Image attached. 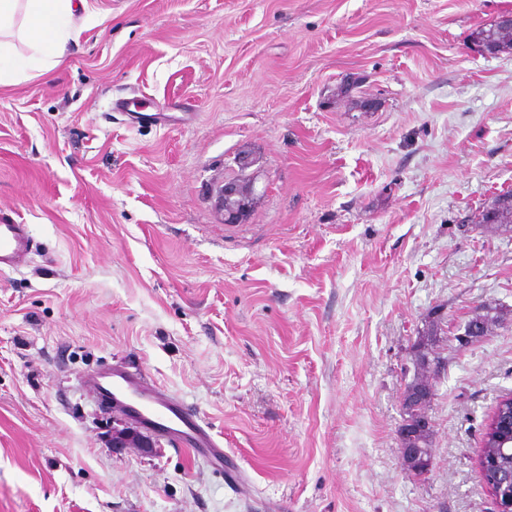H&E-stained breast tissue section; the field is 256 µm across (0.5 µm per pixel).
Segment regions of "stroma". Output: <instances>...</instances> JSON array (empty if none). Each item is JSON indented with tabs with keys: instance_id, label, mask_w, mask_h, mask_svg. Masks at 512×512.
I'll return each instance as SVG.
<instances>
[{
	"instance_id": "1",
	"label": "stroma",
	"mask_w": 512,
	"mask_h": 512,
	"mask_svg": "<svg viewBox=\"0 0 512 512\" xmlns=\"http://www.w3.org/2000/svg\"><path fill=\"white\" fill-rule=\"evenodd\" d=\"M86 10L52 77L0 85V221L33 236L0 274V512H495L475 456L512 391V232L471 219L512 190V53L470 35L512 0ZM482 304L507 321L445 346L414 480L411 346ZM119 361L200 411L223 467L113 447L83 380ZM244 184L240 180L227 181L221 187L219 192V206L224 212V222L228 224H239L245 221L246 212L244 210L231 207L230 201L243 193ZM431 399L430 392L427 389H424L421 386L413 387L407 391V386L402 393L401 397V406L405 410H411L418 414L415 417L416 421H405L402 422L401 431L399 433V444H400V455L402 460L405 463L407 471L411 472H423L422 478H424L428 474V470L431 469V463L433 462L432 458H425V455L422 456V464L426 467L425 469H412L411 465L420 459L421 452L420 448H430L431 441L430 436L431 433L428 432L429 429V420L428 415L426 414V407ZM422 409V410H421ZM426 433L423 438H418L414 442L409 440L407 442V447L405 446V441L409 438H414L415 436H420L421 434ZM413 445V447H412ZM415 459L412 460V458Z\"/></svg>"
}]
</instances>
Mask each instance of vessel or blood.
I'll return each mask as SVG.
<instances>
[{"mask_svg": "<svg viewBox=\"0 0 512 512\" xmlns=\"http://www.w3.org/2000/svg\"><path fill=\"white\" fill-rule=\"evenodd\" d=\"M32 247L28 225L0 222V272L23 265ZM85 383L95 399L132 420L140 430L174 441L210 464H222L223 437L213 433L203 415L145 372L120 363L87 375Z\"/></svg>", "mask_w": 512, "mask_h": 512, "instance_id": "b4317fda", "label": "vessel or blood"}]
</instances>
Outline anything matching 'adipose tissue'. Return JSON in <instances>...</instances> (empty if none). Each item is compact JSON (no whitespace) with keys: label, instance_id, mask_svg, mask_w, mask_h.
I'll return each instance as SVG.
<instances>
[{"label":"adipose tissue","instance_id":"obj_1","mask_svg":"<svg viewBox=\"0 0 512 512\" xmlns=\"http://www.w3.org/2000/svg\"><path fill=\"white\" fill-rule=\"evenodd\" d=\"M87 16L77 13L75 0H0V84L36 69L50 72L79 39ZM22 25L28 55L12 50L15 25Z\"/></svg>","mask_w":512,"mask_h":512}]
</instances>
